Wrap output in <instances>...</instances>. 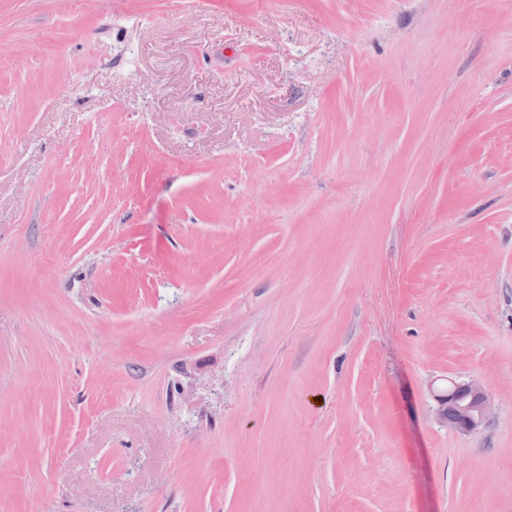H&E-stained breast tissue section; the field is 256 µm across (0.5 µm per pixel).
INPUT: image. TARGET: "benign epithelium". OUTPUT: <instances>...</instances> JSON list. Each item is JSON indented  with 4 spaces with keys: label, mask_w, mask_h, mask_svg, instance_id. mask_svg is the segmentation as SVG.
I'll use <instances>...</instances> for the list:
<instances>
[{
    "label": "benign epithelium",
    "mask_w": 512,
    "mask_h": 512,
    "mask_svg": "<svg viewBox=\"0 0 512 512\" xmlns=\"http://www.w3.org/2000/svg\"><path fill=\"white\" fill-rule=\"evenodd\" d=\"M437 403L435 418L451 429L473 431L485 424L492 413V401L483 385L472 379L451 382L447 389L433 394Z\"/></svg>",
    "instance_id": "7a95c632"
}]
</instances>
